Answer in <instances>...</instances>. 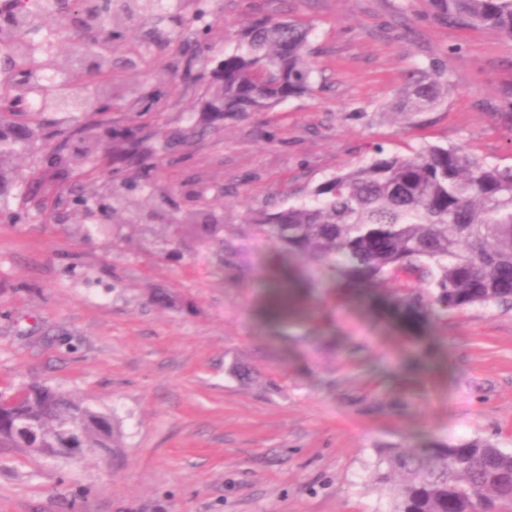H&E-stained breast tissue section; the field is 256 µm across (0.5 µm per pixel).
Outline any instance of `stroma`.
<instances>
[{
  "mask_svg": "<svg viewBox=\"0 0 512 512\" xmlns=\"http://www.w3.org/2000/svg\"><path fill=\"white\" fill-rule=\"evenodd\" d=\"M193 0L134 18L112 75V125L161 126L154 188L134 172L69 182L48 216L17 150L0 210V395L32 383L108 411L121 447L74 459L0 448V512H390L373 468L390 448L481 438L512 451V305L440 312L420 327L325 273L270 309L277 248L262 211L309 201L375 147L425 144L512 165V40L437 20L428 0ZM256 15L308 23L311 89L229 119L202 111L207 74ZM442 64L447 100L387 112L408 71ZM168 68L164 104L135 114ZM24 214L17 223L13 214ZM220 224L223 241L188 221ZM181 225L177 241L163 227Z\"/></svg>",
  "mask_w": 512,
  "mask_h": 512,
  "instance_id": "stroma-1",
  "label": "stroma"
}]
</instances>
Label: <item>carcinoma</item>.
<instances>
[{
    "label": "carcinoma",
    "instance_id": "carcinoma-1",
    "mask_svg": "<svg viewBox=\"0 0 512 512\" xmlns=\"http://www.w3.org/2000/svg\"><path fill=\"white\" fill-rule=\"evenodd\" d=\"M29 0H0V146L30 147L44 139L45 112L94 119L77 127L83 147L76 181L133 169L149 179L155 158L169 144L146 124L103 129L112 111V71L129 20L155 0H124L114 12L98 0H55V45L29 38ZM438 17L495 30L512 39V0H430ZM310 28L286 17L261 16L242 29L240 45L210 72L202 111L228 118L260 112L310 89ZM84 69L94 97L63 81L38 77ZM448 97L438 63L412 70L389 106L400 115L431 112ZM312 201L261 212L258 231L283 252L304 258L319 275L340 265L347 285L373 288L400 275L421 287L396 288L390 309L416 326L439 309L512 304V166L492 165L457 149L428 145L408 157L386 155L329 178ZM118 420L47 385L0 397V448L39 449L67 459V445L82 451L119 447ZM379 482L397 483L391 512H512V452L481 439L413 449L392 448L375 464Z\"/></svg>",
    "mask_w": 512,
    "mask_h": 512
}]
</instances>
